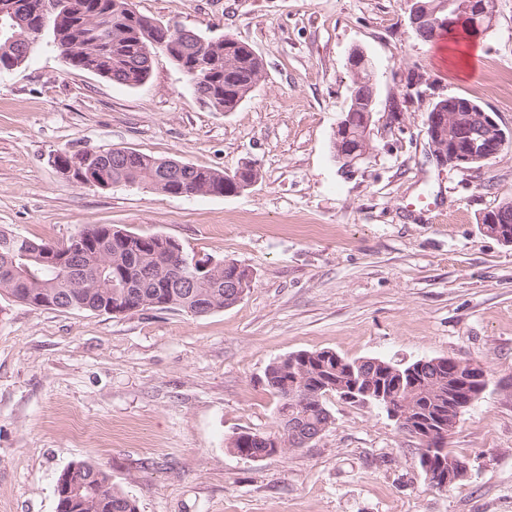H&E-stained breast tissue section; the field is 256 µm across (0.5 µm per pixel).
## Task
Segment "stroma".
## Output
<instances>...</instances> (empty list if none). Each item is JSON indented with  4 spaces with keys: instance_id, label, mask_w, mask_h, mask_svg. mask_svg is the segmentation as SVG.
<instances>
[{
    "instance_id": "obj_1",
    "label": "stroma",
    "mask_w": 512,
    "mask_h": 512,
    "mask_svg": "<svg viewBox=\"0 0 512 512\" xmlns=\"http://www.w3.org/2000/svg\"><path fill=\"white\" fill-rule=\"evenodd\" d=\"M137 13L248 42L264 70L231 112L198 102L164 53L128 87L71 68L48 38L0 74V227L53 244L89 224L232 260L252 283L205 316L35 308L0 294V512H57L73 463L104 465L138 512H512V245L481 219L512 202V146L474 169L431 158L426 116L464 96L512 129V0H495L469 77L409 25V0H129ZM377 95L371 151L334 157L350 105L347 57ZM398 122H390V112ZM125 148L256 184L230 196L106 190L60 175L54 154ZM394 363L453 357L488 384L449 446L468 464L446 490L418 441L379 408L331 395L333 423L260 460L239 432H279L265 372L300 351Z\"/></svg>"
}]
</instances>
